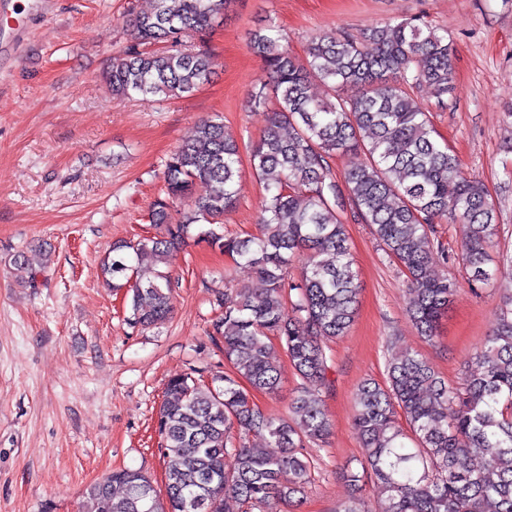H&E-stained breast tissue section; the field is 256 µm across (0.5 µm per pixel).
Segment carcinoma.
I'll return each instance as SVG.
<instances>
[{"label":"carcinoma","mask_w":512,"mask_h":512,"mask_svg":"<svg viewBox=\"0 0 512 512\" xmlns=\"http://www.w3.org/2000/svg\"><path fill=\"white\" fill-rule=\"evenodd\" d=\"M229 0H154L132 19L133 44L112 57L105 81L113 96L173 97L193 92L212 74L204 38L224 17ZM163 44L161 52L145 46ZM250 46L269 81L247 101L257 110L274 100L268 125L251 147L267 198L257 235L225 236L214 225L237 202L240 151L210 118L166 160L165 189L151 223L158 236L119 240L101 265L107 283L126 289L132 328L164 323L172 312L167 257L196 236L234 263L252 269L258 292L230 289L215 296L218 317L209 335L221 343L231 372L201 386L190 373L166 384L157 430L166 462V501L150 495V478L123 468L89 486L82 512H196L271 509L292 503L314 481L305 443L331 431L326 343L354 322L360 285L336 201L347 192L356 217L371 227L383 252L407 278L409 315L431 341L457 283L433 273L448 251L435 236L444 220L461 225L454 256L473 286L491 282L488 248L498 234L497 212L485 186L467 177L448 144L437 139L429 111L411 94L427 87L437 101L453 89V44L445 31L412 18L388 20L353 39L334 30L312 38L306 59L288 48L274 23L254 31ZM323 82L328 96L310 93ZM359 151L366 161L336 182L331 160ZM209 187L204 197L193 187ZM304 256L300 276L288 269ZM301 379L293 417L265 413L252 392H278L280 366L273 340ZM480 372L448 382L419 353L387 362L383 384L367 380L357 394L354 425L361 469H348L347 497L336 512H366L370 481L385 512H512V296L479 353ZM405 419L411 434L404 433ZM282 449L278 455L268 452ZM119 487L121 493L114 492Z\"/></svg>","instance_id":"cac0c4a2"}]
</instances>
